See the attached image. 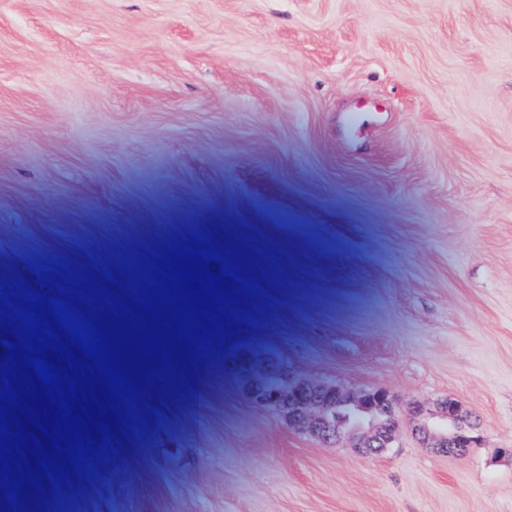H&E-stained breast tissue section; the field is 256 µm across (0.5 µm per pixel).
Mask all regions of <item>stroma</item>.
I'll list each match as a JSON object with an SVG mask.
<instances>
[{
	"label": "stroma",
	"instance_id": "1",
	"mask_svg": "<svg viewBox=\"0 0 512 512\" xmlns=\"http://www.w3.org/2000/svg\"><path fill=\"white\" fill-rule=\"evenodd\" d=\"M199 228L250 322L135 391L71 497L0 512H512V0H0V284L77 268L96 315ZM245 350L386 390L392 448L252 404ZM444 398L479 445L414 435Z\"/></svg>",
	"mask_w": 512,
	"mask_h": 512
}]
</instances>
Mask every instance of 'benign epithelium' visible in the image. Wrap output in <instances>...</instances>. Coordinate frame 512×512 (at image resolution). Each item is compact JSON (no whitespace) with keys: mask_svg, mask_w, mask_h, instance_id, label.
Wrapping results in <instances>:
<instances>
[{"mask_svg":"<svg viewBox=\"0 0 512 512\" xmlns=\"http://www.w3.org/2000/svg\"><path fill=\"white\" fill-rule=\"evenodd\" d=\"M234 365L249 399L262 407L281 410L292 426L331 442L348 438L364 454H379L391 447L400 417L388 392L380 388L349 390L335 383L294 380L273 360L240 353ZM413 431L427 448L458 453L481 442L478 427L463 415L455 399L429 408L415 407Z\"/></svg>","mask_w":512,"mask_h":512,"instance_id":"7a95c632","label":"benign epithelium"}]
</instances>
